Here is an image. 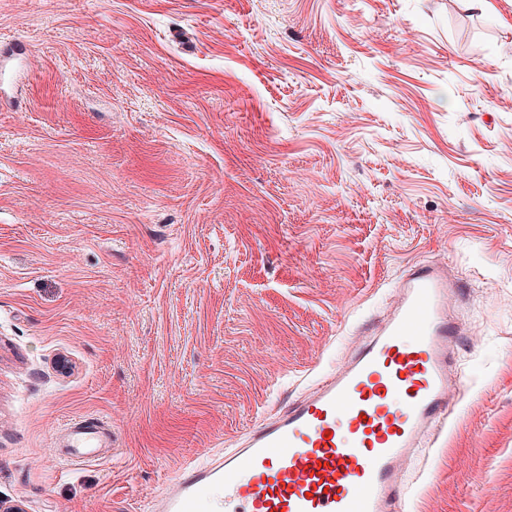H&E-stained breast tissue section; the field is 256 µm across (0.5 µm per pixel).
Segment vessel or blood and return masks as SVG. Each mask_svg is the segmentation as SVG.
I'll list each match as a JSON object with an SVG mask.
<instances>
[{"label": "vessel or blood", "mask_w": 512, "mask_h": 512, "mask_svg": "<svg viewBox=\"0 0 512 512\" xmlns=\"http://www.w3.org/2000/svg\"><path fill=\"white\" fill-rule=\"evenodd\" d=\"M364 343L303 397L273 409L232 452L184 463L151 512H400L407 464L448 426L460 327L458 284L438 265L411 267ZM103 421L68 428L66 460L94 457Z\"/></svg>", "instance_id": "1"}]
</instances>
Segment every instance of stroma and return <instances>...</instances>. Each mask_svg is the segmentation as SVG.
Here are the masks:
<instances>
[{"mask_svg": "<svg viewBox=\"0 0 512 512\" xmlns=\"http://www.w3.org/2000/svg\"><path fill=\"white\" fill-rule=\"evenodd\" d=\"M0 39L1 500L149 512L435 263L461 386L405 512H512V0H0ZM76 421L68 427V449L64 461L84 460L94 457L107 441H112L111 433L103 421Z\"/></svg>", "mask_w": 512, "mask_h": 512, "instance_id": "1", "label": "stroma"}]
</instances>
